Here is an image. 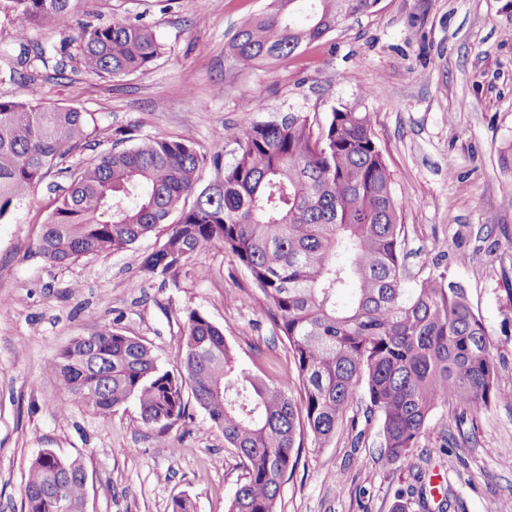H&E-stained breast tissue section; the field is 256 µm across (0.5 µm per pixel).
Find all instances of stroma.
<instances>
[{"label":"stroma","mask_w":512,"mask_h":512,"mask_svg":"<svg viewBox=\"0 0 512 512\" xmlns=\"http://www.w3.org/2000/svg\"><path fill=\"white\" fill-rule=\"evenodd\" d=\"M269 0H80L75 14L153 26L164 46L151 69L103 79L70 61L65 77L35 64L10 77L3 50L16 22L0 15V98L38 89L46 103L96 113L106 137L192 135L207 155L232 159L228 126L286 112L327 119L349 105L373 116L405 224L411 278L446 273L467 290L495 344L500 382L512 387V0H381L295 54L243 67L228 43ZM53 195L36 187L0 220V512H21L24 482L44 449L79 459L87 512H227L244 467L197 404L160 434L135 404L102 416L75 407L46 368L73 337L110 325L150 345L173 368L186 314L221 328L242 362L273 384L297 385L284 337L275 335L246 271L214 246L166 276L143 268L162 237L54 265L32 246ZM378 420H343L324 447L305 442L277 512H391L415 478L445 485L447 512H493L512 501V405L471 413L437 408L418 448L378 459Z\"/></svg>","instance_id":"stroma-1"}]
</instances>
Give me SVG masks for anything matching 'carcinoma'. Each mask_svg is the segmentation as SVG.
<instances>
[{
  "instance_id": "carcinoma-1",
  "label": "carcinoma",
  "mask_w": 512,
  "mask_h": 512,
  "mask_svg": "<svg viewBox=\"0 0 512 512\" xmlns=\"http://www.w3.org/2000/svg\"><path fill=\"white\" fill-rule=\"evenodd\" d=\"M380 0H271L229 44L243 66L285 58L323 39ZM308 9L303 25L294 21ZM76 0H0L19 21V69L47 64L26 45L30 27L65 28ZM54 71L76 59L103 78L146 72L163 47L146 23H79ZM98 118L35 97L0 98V220L47 178L55 194L35 250L52 264L115 253L164 232L144 268L166 275L219 243L245 269L266 301L276 333L287 339L299 381L293 394L241 363L223 332L187 313L179 368L158 363L140 339L104 326L58 350L47 369L70 407L107 415L136 403L160 432L186 417V391L240 457L245 481L228 512H276L281 488L298 465L304 435L322 447L364 390L368 418L381 425L379 460L393 464L418 447L432 413L453 403L471 412L512 403L499 380L488 331L466 289L444 273L409 283L404 224L372 116L342 105L321 123L303 112L249 127L224 128L233 160L207 157L188 135L139 137L128 147L70 158L99 136ZM218 178L197 191L206 160ZM85 472L77 459L42 451L24 485L25 512H80Z\"/></svg>"
}]
</instances>
